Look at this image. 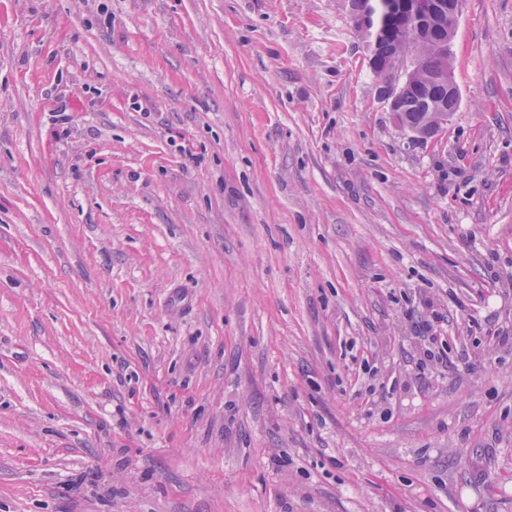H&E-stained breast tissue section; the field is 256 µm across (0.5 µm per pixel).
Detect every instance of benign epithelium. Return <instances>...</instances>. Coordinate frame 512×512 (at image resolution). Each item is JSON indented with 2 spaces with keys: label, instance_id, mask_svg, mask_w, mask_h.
I'll use <instances>...</instances> for the list:
<instances>
[{
  "label": "benign epithelium",
  "instance_id": "7a95c632",
  "mask_svg": "<svg viewBox=\"0 0 512 512\" xmlns=\"http://www.w3.org/2000/svg\"><path fill=\"white\" fill-rule=\"evenodd\" d=\"M394 10L401 17V23L389 28L377 22L367 0L355 16L354 25L366 33L369 67H376L383 72V77L379 78V98L387 103L390 111L397 114L400 113V82H409L417 67L414 64L408 65L407 58L399 52L386 57L377 54L380 39L387 37L396 45L413 41L418 46L433 51L441 59V66L429 75L428 80L432 85L446 87L448 94L437 102L425 101L428 110L437 113L435 125L416 134L417 138L427 140L448 125L460 104V92L451 63V43L461 13V0H448L446 3L441 0H395ZM442 11L448 13V37L434 45L427 40L426 33Z\"/></svg>",
  "mask_w": 512,
  "mask_h": 512
}]
</instances>
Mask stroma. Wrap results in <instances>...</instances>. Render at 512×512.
Wrapping results in <instances>:
<instances>
[{"label": "stroma", "instance_id": "stroma-1", "mask_svg": "<svg viewBox=\"0 0 512 512\" xmlns=\"http://www.w3.org/2000/svg\"><path fill=\"white\" fill-rule=\"evenodd\" d=\"M452 53L416 141L344 0H0V512H512V0Z\"/></svg>", "mask_w": 512, "mask_h": 512}]
</instances>
